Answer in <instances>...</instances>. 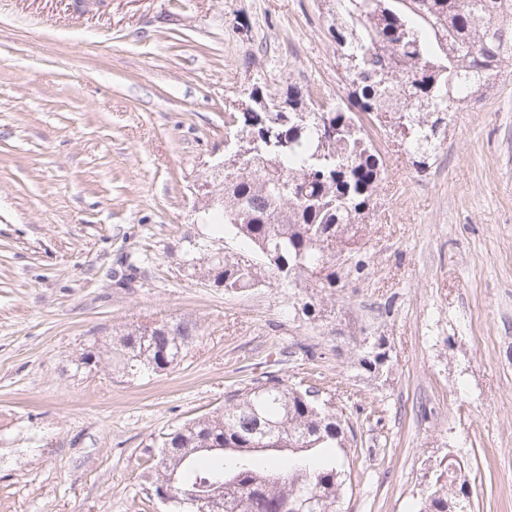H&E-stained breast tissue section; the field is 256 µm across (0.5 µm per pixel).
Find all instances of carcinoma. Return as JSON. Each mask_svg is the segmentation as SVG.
<instances>
[{"mask_svg":"<svg viewBox=\"0 0 512 512\" xmlns=\"http://www.w3.org/2000/svg\"><path fill=\"white\" fill-rule=\"evenodd\" d=\"M329 30L339 51L348 104L316 106L289 84L279 96L254 85L248 103L224 118L226 134L244 140L225 156L236 181L224 201L204 208L202 223L229 225L245 247L267 245L275 266L255 275L228 266L207 269L213 284L237 292L252 277L283 279L320 293L336 287V232L361 219L384 172V156L357 118L386 124L419 168L444 143L448 116L495 88L512 61V0H336ZM476 79L465 89L459 74ZM196 324L167 321L112 336V364L125 375L179 364ZM358 366L386 365L383 338L359 342ZM321 390L268 371L227 393L224 409L185 422L158 442L151 466L157 484L213 499L209 512H336L350 479L339 454L353 430L315 401ZM421 498L417 512H471L462 468Z\"/></svg>","mask_w":512,"mask_h":512,"instance_id":"cac0c4a2","label":"carcinoma"}]
</instances>
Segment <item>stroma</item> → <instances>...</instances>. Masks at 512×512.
<instances>
[{
    "instance_id": "stroma-1",
    "label": "stroma",
    "mask_w": 512,
    "mask_h": 512,
    "mask_svg": "<svg viewBox=\"0 0 512 512\" xmlns=\"http://www.w3.org/2000/svg\"><path fill=\"white\" fill-rule=\"evenodd\" d=\"M256 83L346 97L322 0H0V512H165L156 439L271 370L317 373L360 428L339 512H417L450 453L473 512H512V64L428 168L373 130L383 179L312 297L183 268L195 241L244 251L195 192ZM165 319L198 327L180 364L75 369ZM362 336L384 337L389 372L359 367Z\"/></svg>"
}]
</instances>
